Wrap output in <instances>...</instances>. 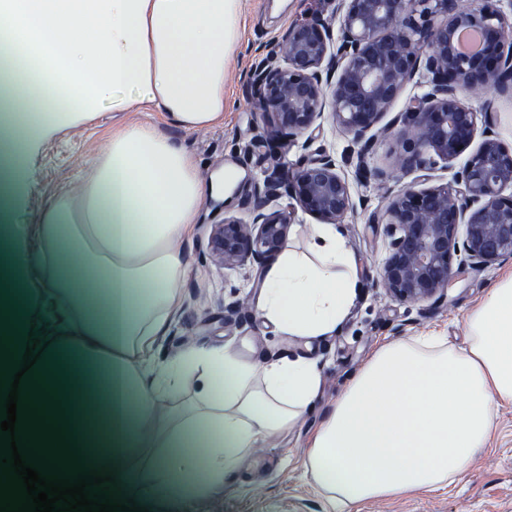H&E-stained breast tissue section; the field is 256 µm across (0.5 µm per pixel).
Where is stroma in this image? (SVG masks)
Listing matches in <instances>:
<instances>
[{"label": "stroma", "mask_w": 512, "mask_h": 512, "mask_svg": "<svg viewBox=\"0 0 512 512\" xmlns=\"http://www.w3.org/2000/svg\"><path fill=\"white\" fill-rule=\"evenodd\" d=\"M336 7L337 0H249L241 38L225 75L227 105L223 124L187 131L158 112L102 109L92 121L59 131L26 156L23 171L12 188L9 208L0 212V225H28L27 242L37 246L40 208L79 179L104 149L113 128L129 122L157 125L160 132L194 157L203 178H213L227 169L246 176L254 164L243 161L234 149L263 133L259 112L247 98L249 48L281 34L303 17L315 14L331 18ZM459 98L476 111L492 110L501 141L512 147L511 94L464 89ZM410 181V176L394 172L383 190L353 182L354 194L365 198L367 207L347 219L341 229L356 256L360 277L375 273L387 254L383 227L369 223L370 211L383 205L386 190L399 189ZM244 215L238 201L227 203L216 197L206 198L201 220L182 247L189 273L182 283L181 304L167 332L157 340L156 356L169 361L191 348L224 345L258 363L283 356L309 355L321 368L322 386L315 405L293 431L256 449L234 483L217 494L198 499L191 512H327L321 492L303 468L309 432L382 342L436 330L456 345H463L468 309L483 298L498 274L512 270V260L463 275L449 289L444 306L426 302L419 308L410 307L392 300L383 289L364 286L334 334L311 340L283 336L273 326L247 315L233 322L225 318L224 306L232 295L257 306L261 272L248 267L225 270L216 266L210 258L208 234L211 225L224 217ZM361 512H512V408L499 411L491 447L478 455L465 479L455 488L369 502Z\"/></svg>", "instance_id": "1"}]
</instances>
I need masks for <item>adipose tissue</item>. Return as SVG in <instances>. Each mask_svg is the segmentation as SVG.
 <instances>
[{"label": "adipose tissue", "instance_id": "obj_1", "mask_svg": "<svg viewBox=\"0 0 512 512\" xmlns=\"http://www.w3.org/2000/svg\"><path fill=\"white\" fill-rule=\"evenodd\" d=\"M247 0H0V32L38 67L0 74V107L16 111L20 149L89 121L99 104L160 112L188 130L224 121V73ZM190 155L150 123L113 130L81 182L0 250V384L32 339L46 348L21 400L61 426L86 467L106 468L150 512H190L232 482L255 448L295 428L318 397L306 356L251 362L199 347L156 362L180 306L181 243L207 193ZM361 287L336 225H312L306 251L284 248L263 273L258 310L286 336L333 334ZM464 346L431 332L385 342L309 439L303 466L328 512L459 484L512 407V274L466 315ZM194 390L162 408L169 391Z\"/></svg>", "mask_w": 512, "mask_h": 512}]
</instances>
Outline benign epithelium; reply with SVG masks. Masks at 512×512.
Returning a JSON list of instances; mask_svg holds the SVG:
<instances>
[{
    "label": "benign epithelium",
    "instance_id": "7a95c632",
    "mask_svg": "<svg viewBox=\"0 0 512 512\" xmlns=\"http://www.w3.org/2000/svg\"><path fill=\"white\" fill-rule=\"evenodd\" d=\"M338 31L313 18L295 23L257 55L247 90L260 107L264 139L240 148L258 155L246 186L234 192L251 212L211 225L212 261L223 269L263 264L288 240L291 213L269 206L287 196L325 224H342L363 200L336 159L314 140L299 145L295 167L286 147L330 113L351 138L355 177L386 184L387 171L370 166L379 139L402 143L394 165L409 174L456 158L479 139L453 181L409 184L387 196L369 223L384 226L387 256L368 277L391 299L409 306L448 300V287L512 257V149L503 145L489 112L464 105L462 89L512 92V23L494 0H339ZM475 30L481 48L455 49L458 33ZM425 91L389 123L380 125L416 77Z\"/></svg>",
    "mask_w": 512,
    "mask_h": 512
}]
</instances>
